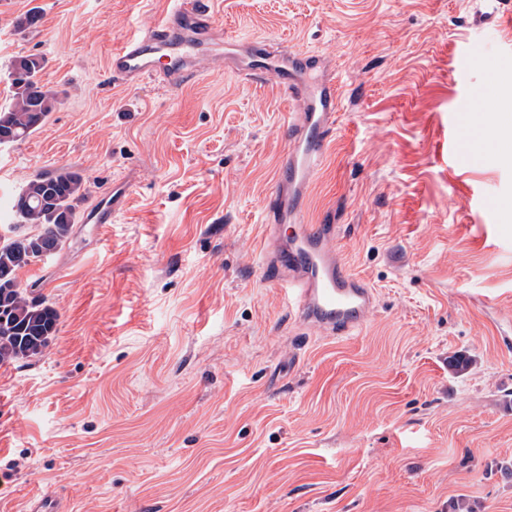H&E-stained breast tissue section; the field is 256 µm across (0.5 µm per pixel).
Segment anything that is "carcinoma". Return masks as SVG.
<instances>
[{
  "instance_id": "carcinoma-1",
  "label": "carcinoma",
  "mask_w": 512,
  "mask_h": 512,
  "mask_svg": "<svg viewBox=\"0 0 512 512\" xmlns=\"http://www.w3.org/2000/svg\"><path fill=\"white\" fill-rule=\"evenodd\" d=\"M43 68L44 60L35 55L10 63L20 77L11 80L9 106L0 108V131L12 142L40 129L56 109L55 95L41 81ZM84 196L81 173L63 167L35 176L13 197L16 223L7 225V232L20 233L15 238L0 235V362L40 355L56 334L57 309L34 289L22 287L18 272L71 240L76 208Z\"/></svg>"
}]
</instances>
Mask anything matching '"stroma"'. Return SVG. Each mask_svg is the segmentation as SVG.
<instances>
[{
	"mask_svg": "<svg viewBox=\"0 0 512 512\" xmlns=\"http://www.w3.org/2000/svg\"><path fill=\"white\" fill-rule=\"evenodd\" d=\"M171 0H0L9 67L44 58L46 124L0 144V225L35 175L79 171L104 230L22 269L60 314L42 355L0 364V512L57 488L67 512H512V163L470 119L462 39L512 65V0H218L243 38L333 49L336 131L308 191L377 311L304 328L264 273L262 203L287 149L285 96L216 69L176 97L108 62ZM37 10L38 24L17 23ZM494 198L500 221L484 223ZM117 188L115 183H112V187L105 189L101 199L90 211L84 213L83 222L92 221L96 218L94 224H111L112 214L117 212V209L121 206L122 197L125 191Z\"/></svg>",
	"mask_w": 512,
	"mask_h": 512,
	"instance_id": "1",
	"label": "stroma"
}]
</instances>
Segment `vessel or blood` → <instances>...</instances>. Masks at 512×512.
Here are the masks:
<instances>
[{
  "label": "vessel or blood",
  "instance_id": "b4317fda",
  "mask_svg": "<svg viewBox=\"0 0 512 512\" xmlns=\"http://www.w3.org/2000/svg\"><path fill=\"white\" fill-rule=\"evenodd\" d=\"M211 0H173L153 25L137 30L113 51L109 72L127 82H150L171 92L212 71L216 59L255 82L274 80L290 108L282 131L288 147L271 194L264 201L269 256L266 268L285 292L288 306L311 329L346 336L362 328L375 311L372 288L353 275L340 257L338 227L303 218L305 191L320 167L336 121L339 89L320 70L321 58L273 50L268 41H245L213 21ZM223 56L212 53L213 44ZM456 116H497V99L469 90L456 98ZM120 188L105 189L84 221L108 224L121 206Z\"/></svg>",
  "mask_w": 512,
  "mask_h": 512
}]
</instances>
